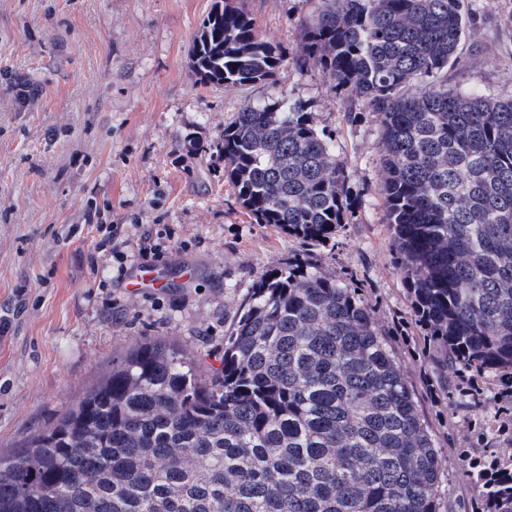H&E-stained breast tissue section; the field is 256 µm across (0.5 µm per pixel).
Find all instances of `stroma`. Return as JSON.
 <instances>
[{
  "instance_id": "stroma-1",
  "label": "stroma",
  "mask_w": 512,
  "mask_h": 512,
  "mask_svg": "<svg viewBox=\"0 0 512 512\" xmlns=\"http://www.w3.org/2000/svg\"><path fill=\"white\" fill-rule=\"evenodd\" d=\"M214 0H0V455L51 425L137 346L179 347L204 373L262 276L295 255L359 288L440 454V512H472L484 488L470 460L512 440L497 399L506 376L440 382L417 347L411 300L382 192V128L348 110L303 62L315 0H246L286 58L273 81L203 84L190 49ZM452 89L512 96V0H470ZM306 104L336 140L354 217L309 245L243 210L224 179V126L246 104ZM159 255L140 251L143 233ZM164 287L135 289L140 267Z\"/></svg>"
}]
</instances>
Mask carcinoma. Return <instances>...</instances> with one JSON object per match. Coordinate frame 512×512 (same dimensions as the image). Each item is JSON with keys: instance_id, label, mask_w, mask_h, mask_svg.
Wrapping results in <instances>:
<instances>
[{"instance_id": "obj_1", "label": "carcinoma", "mask_w": 512, "mask_h": 512, "mask_svg": "<svg viewBox=\"0 0 512 512\" xmlns=\"http://www.w3.org/2000/svg\"><path fill=\"white\" fill-rule=\"evenodd\" d=\"M463 0H319L304 57L376 114L395 262L433 362L512 369V98L448 91ZM200 81L267 83L284 61L243 0H215ZM224 176L258 224L327 244L349 176L305 104H248ZM439 453L355 289L297 259L260 278L203 375L144 344L0 456V512H438ZM512 512V472L494 488Z\"/></svg>"}]
</instances>
